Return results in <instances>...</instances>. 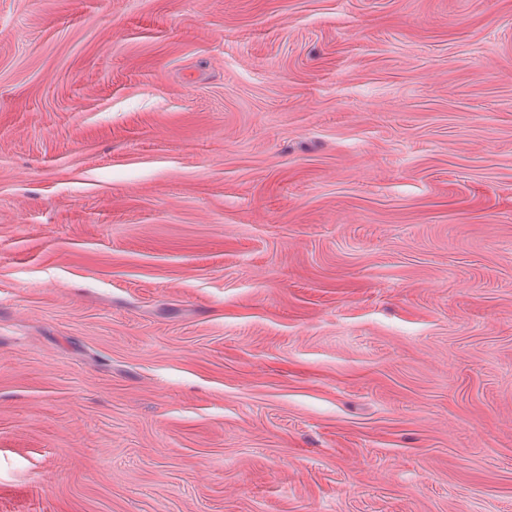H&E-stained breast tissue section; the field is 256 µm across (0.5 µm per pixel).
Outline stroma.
Wrapping results in <instances>:
<instances>
[{
  "label": "stroma",
  "mask_w": 512,
  "mask_h": 512,
  "mask_svg": "<svg viewBox=\"0 0 512 512\" xmlns=\"http://www.w3.org/2000/svg\"><path fill=\"white\" fill-rule=\"evenodd\" d=\"M0 512H512V0H0Z\"/></svg>",
  "instance_id": "stroma-1"
}]
</instances>
